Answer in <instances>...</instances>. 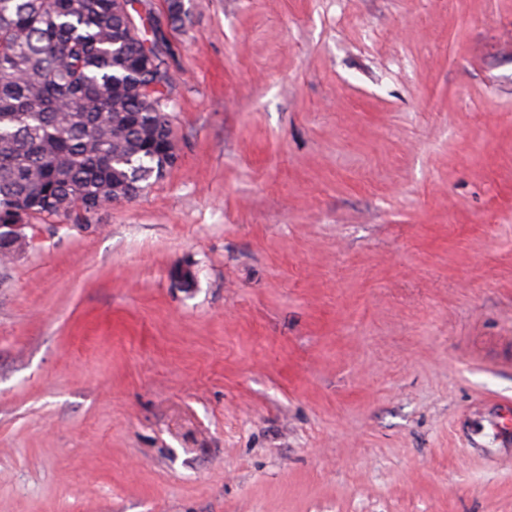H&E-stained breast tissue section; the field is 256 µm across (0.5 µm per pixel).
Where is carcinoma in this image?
I'll return each mask as SVG.
<instances>
[{"instance_id": "obj_1", "label": "carcinoma", "mask_w": 512, "mask_h": 512, "mask_svg": "<svg viewBox=\"0 0 512 512\" xmlns=\"http://www.w3.org/2000/svg\"><path fill=\"white\" fill-rule=\"evenodd\" d=\"M172 91L133 0H0V224L138 197L177 158Z\"/></svg>"}]
</instances>
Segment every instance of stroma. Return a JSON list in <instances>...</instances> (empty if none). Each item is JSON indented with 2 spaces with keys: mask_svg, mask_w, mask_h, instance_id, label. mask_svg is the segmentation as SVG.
<instances>
[{
  "mask_svg": "<svg viewBox=\"0 0 512 512\" xmlns=\"http://www.w3.org/2000/svg\"><path fill=\"white\" fill-rule=\"evenodd\" d=\"M168 37L175 166L0 266V512H512V0Z\"/></svg>",
  "mask_w": 512,
  "mask_h": 512,
  "instance_id": "stroma-1",
  "label": "stroma"
}]
</instances>
